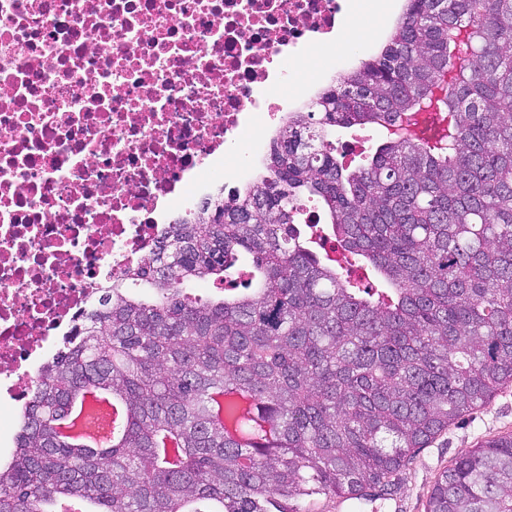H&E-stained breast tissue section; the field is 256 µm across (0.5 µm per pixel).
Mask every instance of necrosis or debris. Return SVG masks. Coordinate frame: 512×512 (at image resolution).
I'll return each mask as SVG.
<instances>
[{
    "label": "necrosis or debris",
    "instance_id": "necrosis-or-debris-1",
    "mask_svg": "<svg viewBox=\"0 0 512 512\" xmlns=\"http://www.w3.org/2000/svg\"><path fill=\"white\" fill-rule=\"evenodd\" d=\"M353 0H0V455L35 361L254 158Z\"/></svg>",
    "mask_w": 512,
    "mask_h": 512
}]
</instances>
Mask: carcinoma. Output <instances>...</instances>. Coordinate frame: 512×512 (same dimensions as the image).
I'll use <instances>...</instances> for the list:
<instances>
[{"mask_svg":"<svg viewBox=\"0 0 512 512\" xmlns=\"http://www.w3.org/2000/svg\"><path fill=\"white\" fill-rule=\"evenodd\" d=\"M452 131L386 139L350 170L336 127L396 124L455 57ZM380 282L342 277L295 226ZM212 282L220 295L188 290ZM38 371L0 512H313L373 502L419 450L512 384V0H405L380 52L272 139L260 183L219 191L112 277ZM87 390L120 408L104 452L56 431ZM425 512H512V435L458 455Z\"/></svg>","mask_w":512,"mask_h":512,"instance_id":"carcinoma-1","label":"carcinoma"}]
</instances>
